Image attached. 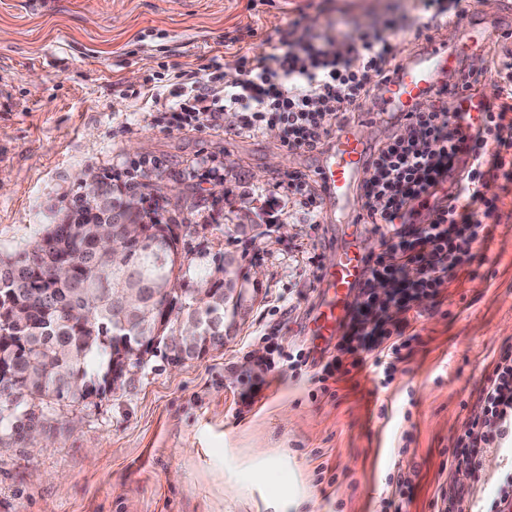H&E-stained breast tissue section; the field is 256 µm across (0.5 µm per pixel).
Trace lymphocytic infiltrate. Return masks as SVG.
Here are the masks:
<instances>
[{
  "mask_svg": "<svg viewBox=\"0 0 512 512\" xmlns=\"http://www.w3.org/2000/svg\"><path fill=\"white\" fill-rule=\"evenodd\" d=\"M395 46L379 30L346 37L341 43L305 34L300 19L280 30L272 52L243 55L238 76L220 81L216 71L195 80L192 98L173 89L168 110L180 128H218L226 112L241 113L238 134L255 136L270 126L283 131L286 151H314L336 130L349 126L360 100L373 96L397 71ZM498 101L484 106L477 124L464 113L448 115V87L432 91L430 109L413 106L391 113L394 131L367 157L362 221L392 227L393 235L366 258L367 274L349 319L329 356L311 363V354L286 352L291 372L317 365L319 382L360 366L365 353L391 376L410 322L405 315L423 297H439L444 285L474 258L483 219L496 210L478 186L486 179H512V50L500 56ZM422 223H415L417 214ZM385 293H377L378 282ZM478 414L467 421L448 450V466L480 479L488 449L512 438V346L503 348L477 391Z\"/></svg>",
  "mask_w": 512,
  "mask_h": 512,
  "instance_id": "1",
  "label": "lymphocytic infiltrate"
}]
</instances>
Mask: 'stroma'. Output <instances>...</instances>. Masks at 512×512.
<instances>
[{"label":"stroma","mask_w":512,"mask_h":512,"mask_svg":"<svg viewBox=\"0 0 512 512\" xmlns=\"http://www.w3.org/2000/svg\"><path fill=\"white\" fill-rule=\"evenodd\" d=\"M328 40L415 15L414 0H0V253L40 237L85 170L159 182L189 228L181 251L259 272L245 325L204 360L154 358L117 391L49 414L37 447L0 444V512H385L407 475L403 512H436L439 487L493 495L512 454H485V481L448 468L470 396L512 345V182L481 186L498 210L475 257L411 315L391 379L365 355L326 386L291 378L278 350L308 347L324 273L343 242L313 181L324 150L283 151L280 135L169 126L176 75L223 72L270 51L296 14ZM216 167L224 194L202 179ZM256 224L260 238L228 235ZM276 359L274 371L259 365ZM265 376L253 402L243 395ZM266 450L253 455L255 444Z\"/></svg>","instance_id":"obj_1"}]
</instances>
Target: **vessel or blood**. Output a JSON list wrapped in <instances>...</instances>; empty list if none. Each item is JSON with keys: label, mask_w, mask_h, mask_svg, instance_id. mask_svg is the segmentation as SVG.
Wrapping results in <instances>:
<instances>
[{"label": "vessel or blood", "mask_w": 512, "mask_h": 512, "mask_svg": "<svg viewBox=\"0 0 512 512\" xmlns=\"http://www.w3.org/2000/svg\"><path fill=\"white\" fill-rule=\"evenodd\" d=\"M496 34L495 27L470 17L457 28L452 43L436 42L402 62L394 78L376 93L381 111L404 112L426 95L437 82L451 76L461 58L480 55ZM368 144L358 131L337 132L333 146L319 170L326 192L325 202L335 212H349L354 188L366 162ZM365 275L364 252L357 241H349L339 251L334 267L325 276L322 302L313 320L314 353H321L345 320Z\"/></svg>", "instance_id": "vessel-or-blood-1"}]
</instances>
